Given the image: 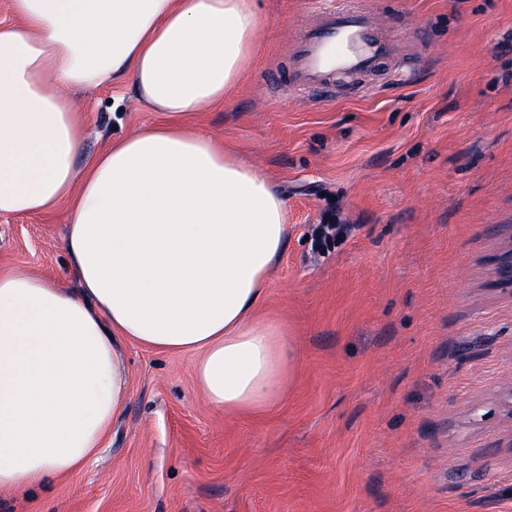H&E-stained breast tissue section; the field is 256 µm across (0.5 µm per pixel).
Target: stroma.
Returning a JSON list of instances; mask_svg holds the SVG:
<instances>
[{
    "mask_svg": "<svg viewBox=\"0 0 512 512\" xmlns=\"http://www.w3.org/2000/svg\"><path fill=\"white\" fill-rule=\"evenodd\" d=\"M393 55L302 86L296 39L332 0H258L251 68L192 125L284 195L288 247L260 313L293 343L275 407L226 414L196 355L121 348L129 398L102 452L0 512H512V0H364ZM84 166L163 122L129 85L81 91ZM348 234L319 249L322 226ZM65 211L0 216V269L73 286Z\"/></svg>",
    "mask_w": 512,
    "mask_h": 512,
    "instance_id": "stroma-1",
    "label": "stroma"
}]
</instances>
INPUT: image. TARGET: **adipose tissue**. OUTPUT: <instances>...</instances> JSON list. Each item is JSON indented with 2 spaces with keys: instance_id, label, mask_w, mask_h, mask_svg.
<instances>
[{
  "instance_id": "adipose-tissue-1",
  "label": "adipose tissue",
  "mask_w": 512,
  "mask_h": 512,
  "mask_svg": "<svg viewBox=\"0 0 512 512\" xmlns=\"http://www.w3.org/2000/svg\"><path fill=\"white\" fill-rule=\"evenodd\" d=\"M0 22V215L67 209L76 280L0 270V490H33L103 448L128 399V340L199 354L207 401L260 412L287 381L259 317L288 246L271 180L187 117L223 104L255 52L257 0H11ZM127 81L166 122L84 167L75 91Z\"/></svg>"
}]
</instances>
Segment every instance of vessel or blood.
Segmentation results:
<instances>
[{
    "label": "vessel or blood",
    "instance_id": "obj_1",
    "mask_svg": "<svg viewBox=\"0 0 512 512\" xmlns=\"http://www.w3.org/2000/svg\"><path fill=\"white\" fill-rule=\"evenodd\" d=\"M390 54L391 46L369 11L344 0L343 5L323 11L318 25L302 32L294 66L306 85L326 90L338 78L375 72Z\"/></svg>",
    "mask_w": 512,
    "mask_h": 512
}]
</instances>
